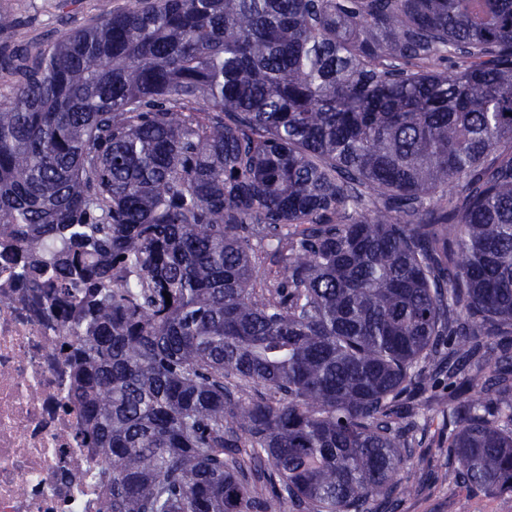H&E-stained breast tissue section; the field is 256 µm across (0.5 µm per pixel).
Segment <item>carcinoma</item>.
Wrapping results in <instances>:
<instances>
[{
	"mask_svg": "<svg viewBox=\"0 0 512 512\" xmlns=\"http://www.w3.org/2000/svg\"><path fill=\"white\" fill-rule=\"evenodd\" d=\"M0 68L98 512H373L439 388L457 479L512 493V0H99Z\"/></svg>",
	"mask_w": 512,
	"mask_h": 512,
	"instance_id": "1",
	"label": "carcinoma"
}]
</instances>
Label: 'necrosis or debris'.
Returning <instances> with one entry per match:
<instances>
[{"instance_id": "necrosis-or-debris-1", "label": "necrosis or debris", "mask_w": 512, "mask_h": 512, "mask_svg": "<svg viewBox=\"0 0 512 512\" xmlns=\"http://www.w3.org/2000/svg\"><path fill=\"white\" fill-rule=\"evenodd\" d=\"M76 292L0 256V512H98L100 466L72 400L63 323Z\"/></svg>"}]
</instances>
